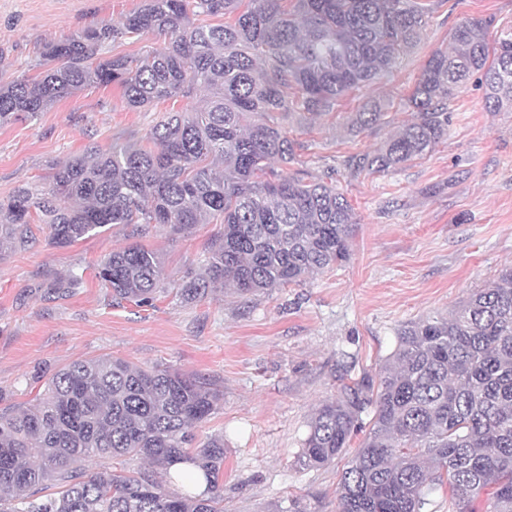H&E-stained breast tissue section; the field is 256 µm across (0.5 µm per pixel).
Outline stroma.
<instances>
[{
	"label": "stroma",
	"mask_w": 512,
	"mask_h": 512,
	"mask_svg": "<svg viewBox=\"0 0 512 512\" xmlns=\"http://www.w3.org/2000/svg\"><path fill=\"white\" fill-rule=\"evenodd\" d=\"M141 0H0V74H32L44 42L119 23ZM420 42L369 94H352L311 122L276 114L309 178L333 176L356 214L347 261L302 283L242 298L227 290L192 304L174 293L151 306L111 302L89 268L112 250H157L171 284L202 270L222 224L176 234L153 224H117L67 247L35 225L26 249L0 254V407L23 408L53 373L106 355L168 366L220 391L197 443L224 438V512H337L347 456L320 469L298 463L314 409L342 375H377L401 325L448 313L512 265V109L490 112L468 81L450 108L448 134L421 159L388 173L350 177L345 156L379 148L407 120L403 102L429 54L449 46L461 20L495 17L512 27V0H432ZM383 104L380 123L348 132L366 100ZM204 93L130 107L115 86L85 87L37 120L0 126V202L41 184L57 161L116 139H139L167 112L202 106ZM84 280L66 296L51 283Z\"/></svg>",
	"instance_id": "obj_1"
}]
</instances>
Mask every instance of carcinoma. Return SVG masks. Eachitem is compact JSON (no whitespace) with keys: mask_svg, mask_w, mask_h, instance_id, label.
<instances>
[{"mask_svg":"<svg viewBox=\"0 0 512 512\" xmlns=\"http://www.w3.org/2000/svg\"><path fill=\"white\" fill-rule=\"evenodd\" d=\"M421 0H143L119 24L44 43L36 74L0 80V125L35 119L91 85H116L132 108L208 93L200 108L170 112L144 141L114 142L57 162L50 185L21 187L0 203V251L22 249L32 224L70 246L114 224H162L188 233L220 222L203 272L177 289L196 302L223 288L241 295L282 288L346 261L354 210L337 188L301 170L297 144L274 114L299 120L370 88L428 21ZM224 16V23L207 19ZM491 17L457 24L452 45L428 56L407 96L409 119L372 153L343 160L351 176L388 173L421 158L448 132V110L476 77L491 112L512 108V32L494 42ZM163 46L138 58L107 55L110 42L143 34ZM365 104L349 132L377 124ZM95 278L117 301L147 304L166 290L161 256L142 245L104 255ZM83 275L53 287L68 293ZM220 393L177 370L110 356L53 373L34 403L0 409V512H224V437L192 447L193 428ZM370 416L364 423L363 416ZM363 434L337 489L339 512H424L448 488L453 512L490 490L491 512H512V265L446 316L397 332L391 362L376 377L344 384L315 410L299 463L322 468ZM139 457L166 474L89 473L92 459ZM187 464L207 483L193 492Z\"/></svg>","mask_w":512,"mask_h":512,"instance_id":"cac0c4a2","label":"carcinoma"}]
</instances>
